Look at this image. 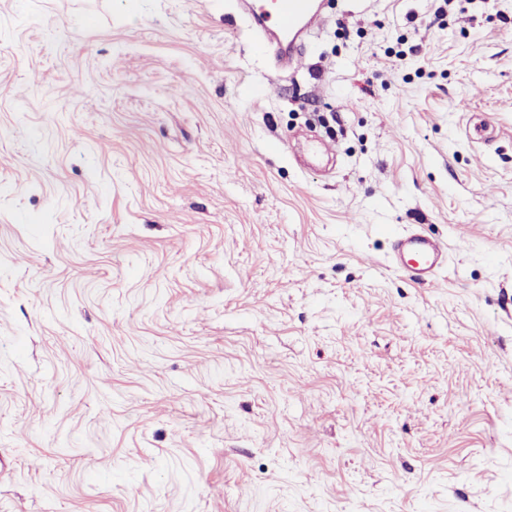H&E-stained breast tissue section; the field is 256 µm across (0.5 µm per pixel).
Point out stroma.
Here are the masks:
<instances>
[{"label": "stroma", "mask_w": 512, "mask_h": 512, "mask_svg": "<svg viewBox=\"0 0 512 512\" xmlns=\"http://www.w3.org/2000/svg\"><path fill=\"white\" fill-rule=\"evenodd\" d=\"M325 10L0 0V512H512V0ZM315 0H241L240 6L258 45L272 59L276 72L297 64L295 47L311 31L320 29L325 18ZM286 46L288 51H284ZM392 262L419 284L433 280L448 264L445 245L421 229H414L396 238Z\"/></svg>", "instance_id": "obj_1"}]
</instances>
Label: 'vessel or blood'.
<instances>
[{
  "instance_id": "obj_1",
  "label": "vessel or blood",
  "mask_w": 512,
  "mask_h": 512,
  "mask_svg": "<svg viewBox=\"0 0 512 512\" xmlns=\"http://www.w3.org/2000/svg\"><path fill=\"white\" fill-rule=\"evenodd\" d=\"M241 9L259 46L280 73L295 67L297 43L325 23L314 0H241ZM392 262L412 281L423 284L447 265L448 253L439 239L414 229L396 238Z\"/></svg>"
}]
</instances>
